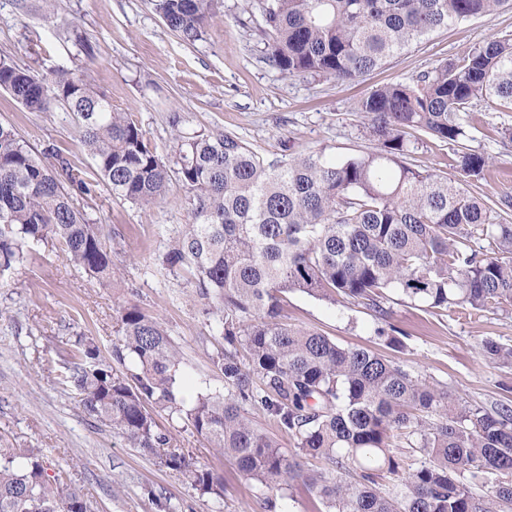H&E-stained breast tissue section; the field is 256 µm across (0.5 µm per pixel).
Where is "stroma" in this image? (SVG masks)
I'll list each match as a JSON object with an SVG mask.
<instances>
[{"label":"stroma","instance_id":"stroma-1","mask_svg":"<svg viewBox=\"0 0 512 512\" xmlns=\"http://www.w3.org/2000/svg\"><path fill=\"white\" fill-rule=\"evenodd\" d=\"M255 0H223L200 40L189 44L170 31L150 0H60L46 14L43 0H0V55L38 76L57 69L84 74L94 88L130 112L163 158L173 149L171 118L184 130L231 131L265 158L321 152L344 158L370 149L360 99L388 83H408L440 60L491 36L512 35V11L500 10L449 26L412 45L353 84L323 76H289L263 59ZM0 122L13 125L36 154L61 150L95 188L77 205L100 225L112 257L111 285L99 283L48 245L33 246L0 288V448H41L49 471L72 469L92 512H325L302 483L271 494L235 463L208 448L184 420L158 416L175 444L224 479V495L199 494L156 457L128 447L122 436L85 413L59 382L77 336L93 338L103 357L118 339L120 310L139 306L157 317L182 352L177 382L185 403L221 393L215 359L225 348L221 323L194 300L186 274L162 263L171 237L189 221L180 189L144 209L113 196L77 139L78 119L63 106L24 111L0 91ZM467 148L491 166L482 193L512 192V112L478 102L466 118ZM377 313L361 301L288 294L281 319L329 336L338 345L365 348L419 379L447 388L471 404H512V367L486 360L492 339L512 345V307L495 312L442 314L388 291ZM399 331L390 346L383 325Z\"/></svg>","mask_w":512,"mask_h":512}]
</instances>
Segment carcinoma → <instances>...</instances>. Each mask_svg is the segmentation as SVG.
I'll return each mask as SVG.
<instances>
[{"mask_svg":"<svg viewBox=\"0 0 512 512\" xmlns=\"http://www.w3.org/2000/svg\"><path fill=\"white\" fill-rule=\"evenodd\" d=\"M184 41L202 36L218 0H151ZM264 59L287 75L355 82L414 43L450 24L504 8L512 0H258ZM0 90L26 111L63 105L79 119L78 140L112 195L143 208L163 203L176 181L189 223L170 240L163 264L191 275L195 296L217 317L224 340L217 355L225 395L178 399L179 347L159 320L130 305L116 320L113 358L74 341L63 378L83 410L176 471L202 494L220 497L223 479L172 444L150 408L191 423L209 447L232 459L271 491L301 480L327 512H502L512 506V406L491 408L452 398L363 348H345L310 328L280 320L290 291L371 302L388 289L443 312L512 306V193L472 194L488 158L454 153L448 177L408 166L426 139L454 145L466 137L463 114L478 101L512 109V38H487L439 62L411 83L372 90L358 105L369 118L371 151L329 159L310 152L267 160L237 135L184 133L179 117L167 163L127 112L112 107L81 75L58 69L40 78L0 56ZM49 165L10 125L0 124V276L29 248L49 244L73 266L112 281L100 228L74 193L94 184L59 149ZM480 241L487 245L475 247ZM484 357L512 366V346L488 340ZM261 375L263 387L252 374ZM271 417L305 456L331 463L310 473L250 418ZM424 461L414 467L392 438ZM359 472L351 482L343 475ZM387 473L401 489L382 492ZM496 482L476 495L462 480ZM0 512H91L71 473L50 476L41 448H0Z\"/></svg>","mask_w":512,"mask_h":512,"instance_id":"carcinoma-1","label":"carcinoma"}]
</instances>
